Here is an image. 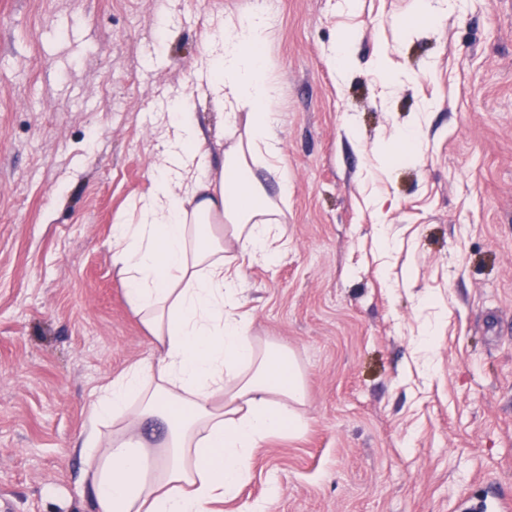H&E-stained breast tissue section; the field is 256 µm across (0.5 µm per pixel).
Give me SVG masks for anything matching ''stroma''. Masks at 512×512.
<instances>
[{
  "mask_svg": "<svg viewBox=\"0 0 512 512\" xmlns=\"http://www.w3.org/2000/svg\"><path fill=\"white\" fill-rule=\"evenodd\" d=\"M276 0L265 47L288 195L242 267L251 333L301 369L222 512H464L512 494V0ZM262 0H0V496L93 512L75 446L96 390L152 351L112 226L152 190L173 100ZM348 36V70L329 49ZM385 69H378V58ZM411 76L393 93L383 70ZM214 165L224 112L193 101ZM424 113L423 151L400 142ZM433 376L415 344L435 306ZM279 494L267 500L269 486Z\"/></svg>",
  "mask_w": 512,
  "mask_h": 512,
  "instance_id": "35a3bbf8",
  "label": "stroma"
}]
</instances>
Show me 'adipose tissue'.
<instances>
[{"mask_svg": "<svg viewBox=\"0 0 512 512\" xmlns=\"http://www.w3.org/2000/svg\"><path fill=\"white\" fill-rule=\"evenodd\" d=\"M269 28L265 14L251 13L226 22L207 50L197 91L225 106L229 130L245 128L219 177L187 101H177L152 192L135 221L114 227L113 260L154 349L91 405L80 451L94 512H214L238 496L254 449L300 425V368L288 350L252 338L239 312L241 270L224 254L229 236L248 259L274 262L268 235L286 221L250 172L262 165L288 185L262 54ZM130 417L165 425L158 453L121 431Z\"/></svg>", "mask_w": 512, "mask_h": 512, "instance_id": "ef3b65f1", "label": "adipose tissue"}]
</instances>
